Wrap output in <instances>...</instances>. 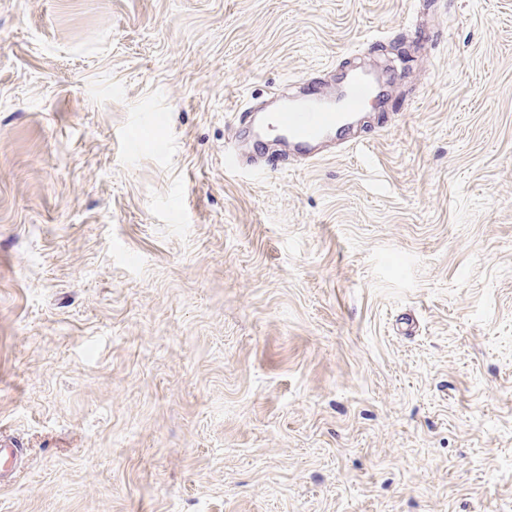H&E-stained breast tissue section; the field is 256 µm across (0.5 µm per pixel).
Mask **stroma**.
<instances>
[{
	"mask_svg": "<svg viewBox=\"0 0 512 512\" xmlns=\"http://www.w3.org/2000/svg\"><path fill=\"white\" fill-rule=\"evenodd\" d=\"M1 442L0 512H512V0H0ZM378 96V83L373 74L363 66H357L348 74L336 95H328L315 83H307L306 92L282 96L281 91L272 95L277 98L274 108L264 115L253 116L250 108L241 107L236 116L249 125V135L254 143H260L270 127L276 128L280 137L305 156L319 159L317 147L325 141H336L346 151L357 149L361 142L342 137L352 124L356 113L373 103Z\"/></svg>",
	"mask_w": 512,
	"mask_h": 512,
	"instance_id": "stroma-1",
	"label": "stroma"
}]
</instances>
